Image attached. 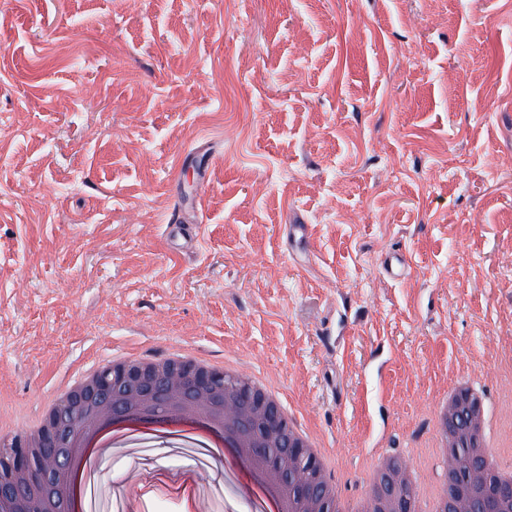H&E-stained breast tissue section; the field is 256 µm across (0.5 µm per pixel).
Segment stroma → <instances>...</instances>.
I'll list each match as a JSON object with an SVG mask.
<instances>
[{
  "mask_svg": "<svg viewBox=\"0 0 512 512\" xmlns=\"http://www.w3.org/2000/svg\"><path fill=\"white\" fill-rule=\"evenodd\" d=\"M509 328L512 0H0V452L87 362L188 345L272 383L343 498L384 455L429 499L448 381L512 414Z\"/></svg>",
  "mask_w": 512,
  "mask_h": 512,
  "instance_id": "1",
  "label": "stroma"
}]
</instances>
